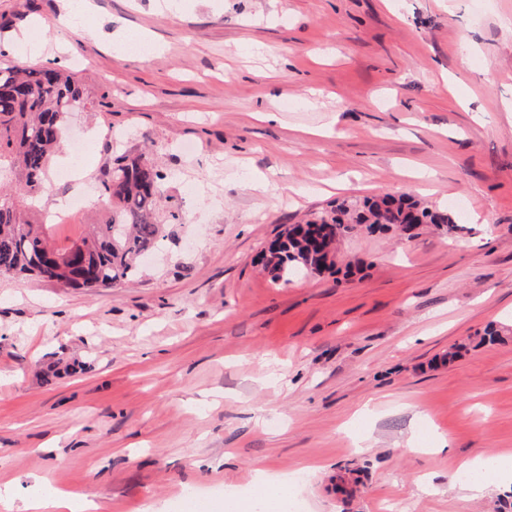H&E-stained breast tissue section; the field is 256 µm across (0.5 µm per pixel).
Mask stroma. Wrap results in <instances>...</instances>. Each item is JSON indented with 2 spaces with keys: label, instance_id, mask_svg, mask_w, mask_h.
I'll return each mask as SVG.
<instances>
[{
  "label": "stroma",
  "instance_id": "stroma-1",
  "mask_svg": "<svg viewBox=\"0 0 512 512\" xmlns=\"http://www.w3.org/2000/svg\"><path fill=\"white\" fill-rule=\"evenodd\" d=\"M73 7L82 29L57 26L63 0H0V63L71 71L92 105L66 133L90 147L82 201L56 204L63 147L35 208L70 245L104 220L114 158L142 153L166 237L119 288L0 277V512L37 490L224 512L225 487L265 481L304 512H512V486L454 478L512 456V0ZM387 193L463 200L461 228L361 226L338 275L262 272L289 225Z\"/></svg>",
  "mask_w": 512,
  "mask_h": 512
}]
</instances>
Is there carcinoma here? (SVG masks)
I'll use <instances>...</instances> for the list:
<instances>
[{
  "label": "carcinoma",
  "instance_id": "cac0c4a2",
  "mask_svg": "<svg viewBox=\"0 0 512 512\" xmlns=\"http://www.w3.org/2000/svg\"><path fill=\"white\" fill-rule=\"evenodd\" d=\"M87 108L74 74L49 65L13 61L0 65V276L33 275L61 286L117 288L140 271L142 256L161 245L163 225L155 207L166 192L165 176L143 156L115 159L102 183L108 219L64 249L52 247L42 225L22 209L45 189L44 176L71 113ZM411 224L458 229L448 209H432L406 195L345 202L330 212L294 224L263 251L262 267L274 284L303 274L335 273L336 243L363 225L368 230H404Z\"/></svg>",
  "mask_w": 512,
  "mask_h": 512
}]
</instances>
